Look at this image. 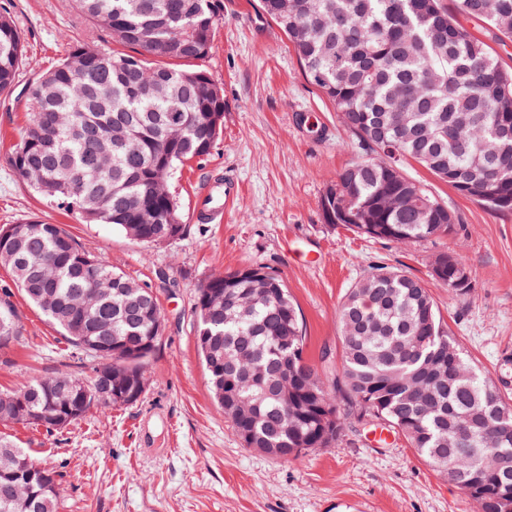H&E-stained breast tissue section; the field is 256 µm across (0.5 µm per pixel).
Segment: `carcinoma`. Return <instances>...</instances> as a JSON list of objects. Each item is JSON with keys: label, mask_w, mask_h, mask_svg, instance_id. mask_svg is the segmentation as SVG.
<instances>
[{"label": "carcinoma", "mask_w": 512, "mask_h": 512, "mask_svg": "<svg viewBox=\"0 0 512 512\" xmlns=\"http://www.w3.org/2000/svg\"><path fill=\"white\" fill-rule=\"evenodd\" d=\"M78 12L128 49L107 54L70 41L64 58L27 87L28 122L11 162L21 178L93 224H111L143 245L179 237L173 197L156 194L174 167L209 154L224 122V94L199 69L170 61L204 59L218 20V0H74ZM288 35L308 77L359 137L366 156L343 170L320 201L324 222L362 210L346 228L367 238L408 244L455 234L459 218L418 182L397 172L412 159L461 195L491 210H512V73L439 0H261ZM460 11L512 34V0H460ZM25 53L10 14L0 13V95L17 83ZM501 172L498 196L473 186ZM19 247L0 246L26 299L95 361L76 383L78 414L99 401L103 373L112 385L145 389V365L163 326L157 298L82 249L58 224L16 225ZM451 255L437 281L470 293L466 260ZM56 275L44 294L42 266ZM196 343L215 402L247 448L290 460L337 445L350 420L374 422L410 447L478 512H512V403L499 384L466 359L448 336L425 284L397 268L373 267L337 312L338 369L322 353L304 355L303 319L284 280L267 271L254 281L238 272L197 289ZM112 337L104 349L84 336ZM16 314L0 306V344L17 339ZM60 376L0 393L29 412L51 410ZM476 427L467 447L455 444ZM0 512H59L54 474L0 437Z\"/></svg>", "instance_id": "1"}]
</instances>
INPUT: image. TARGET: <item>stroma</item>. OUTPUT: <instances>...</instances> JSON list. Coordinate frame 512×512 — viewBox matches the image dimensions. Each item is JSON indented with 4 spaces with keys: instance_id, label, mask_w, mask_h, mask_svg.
I'll return each mask as SVG.
<instances>
[{
    "instance_id": "stroma-1",
    "label": "stroma",
    "mask_w": 512,
    "mask_h": 512,
    "mask_svg": "<svg viewBox=\"0 0 512 512\" xmlns=\"http://www.w3.org/2000/svg\"><path fill=\"white\" fill-rule=\"evenodd\" d=\"M219 4L209 55L194 66L224 91L222 130L208 155L169 180L183 234L146 246L41 197L11 165L27 120L28 83L64 57L70 40L109 52L111 39L73 0H0V13H10L26 45L13 93L0 96V226L63 225L85 251L150 288L164 316L138 402L92 408L52 433L0 424V435L54 471L63 512H476L404 438L380 442L354 422L335 447L285 461L244 447L214 403L196 346V289L213 275L256 266L285 280L314 361L321 348H336V310L371 267L425 281L449 335L491 377L507 381L512 396V211L490 210L408 160L404 173L458 216L455 235L399 246L325 224L320 200L361 160L358 138L310 82L260 0ZM228 182L241 187L231 217L193 220L198 201L222 198ZM445 250L462 254L473 270L467 296H450L430 276L431 258ZM4 299L16 309L21 335L0 346V390L77 367L90 373L0 264Z\"/></svg>"
}]
</instances>
